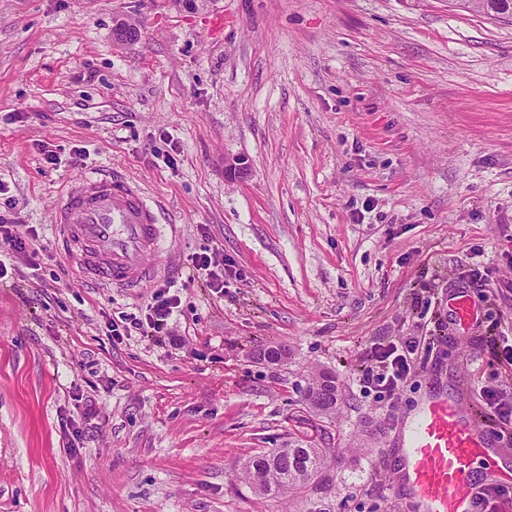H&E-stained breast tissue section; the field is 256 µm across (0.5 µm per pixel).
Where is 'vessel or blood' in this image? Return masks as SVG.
<instances>
[{
    "label": "vessel or blood",
    "mask_w": 512,
    "mask_h": 512,
    "mask_svg": "<svg viewBox=\"0 0 512 512\" xmlns=\"http://www.w3.org/2000/svg\"><path fill=\"white\" fill-rule=\"evenodd\" d=\"M53 222L95 281L137 288L156 276L149 259L160 242L158 211L136 181L90 172L60 195ZM448 309L462 326L475 317L464 294L449 298ZM496 439L459 397L437 391L422 400L397 473L416 512H477L472 469Z\"/></svg>",
    "instance_id": "vessel-or-blood-1"
}]
</instances>
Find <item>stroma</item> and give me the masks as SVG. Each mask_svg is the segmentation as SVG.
<instances>
[{
	"label": "stroma",
	"instance_id": "1",
	"mask_svg": "<svg viewBox=\"0 0 512 512\" xmlns=\"http://www.w3.org/2000/svg\"><path fill=\"white\" fill-rule=\"evenodd\" d=\"M120 20L134 40L114 39ZM232 158L245 177L225 174ZM89 169L159 206L143 288L79 273L51 222ZM13 198L46 253L0 280V512H410L397 443L438 386L512 466V422L487 405H512V23L453 0H0ZM203 253L223 259V293L198 276ZM166 287L177 344L108 336ZM414 337L396 395L360 383L377 347ZM269 347L282 358H259ZM322 373L330 415L306 400ZM291 443L325 449L332 485L261 495L242 463ZM450 311L460 326H468L475 317V309L466 294H458L448 298Z\"/></svg>",
	"mask_w": 512,
	"mask_h": 512
}]
</instances>
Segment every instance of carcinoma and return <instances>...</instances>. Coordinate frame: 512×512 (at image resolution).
Listing matches in <instances>:
<instances>
[{
	"label": "carcinoma",
	"mask_w": 512,
	"mask_h": 512,
	"mask_svg": "<svg viewBox=\"0 0 512 512\" xmlns=\"http://www.w3.org/2000/svg\"><path fill=\"white\" fill-rule=\"evenodd\" d=\"M456 5L474 14L496 18L512 9L509 0H456ZM307 401L321 413L335 410L338 393L334 379L326 374L319 376L307 394ZM325 464V449L290 444L286 448L248 458L242 464V471L253 479L260 493L279 495L309 483L322 473Z\"/></svg>",
	"instance_id": "carcinoma-1"
}]
</instances>
